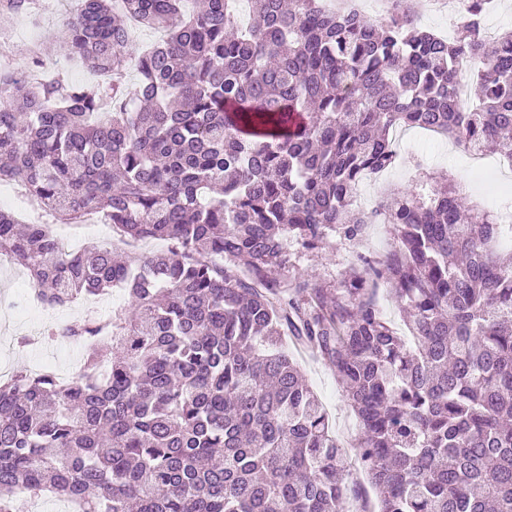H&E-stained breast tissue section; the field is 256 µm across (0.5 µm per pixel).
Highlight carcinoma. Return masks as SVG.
<instances>
[{
    "instance_id": "obj_1",
    "label": "carcinoma",
    "mask_w": 512,
    "mask_h": 512,
    "mask_svg": "<svg viewBox=\"0 0 512 512\" xmlns=\"http://www.w3.org/2000/svg\"><path fill=\"white\" fill-rule=\"evenodd\" d=\"M81 0L58 52L134 91L0 73V183L55 224L104 214L164 252L62 251L0 208V255L63 306L129 305L44 335L112 342L65 382L0 384V512L50 493L74 512H349L341 447L285 338L334 368L359 425L377 512H512V249L452 183L370 211L355 184L395 163L405 125L512 162V29L487 42L486 0L451 38L403 9L379 21L322 0ZM36 0H0V29ZM164 37L142 50L129 20ZM480 63L476 106L454 61ZM389 224L394 246L331 291L284 284L283 235L305 248ZM386 288L406 331L378 303Z\"/></svg>"
}]
</instances>
